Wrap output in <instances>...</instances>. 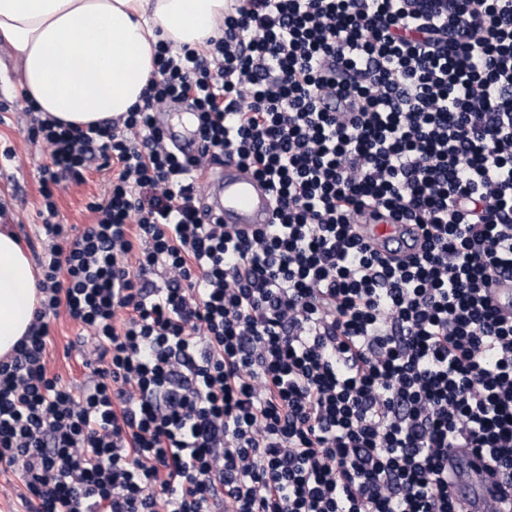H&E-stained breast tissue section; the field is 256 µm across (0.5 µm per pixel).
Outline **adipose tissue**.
I'll return each instance as SVG.
<instances>
[{
    "label": "adipose tissue",
    "instance_id": "1",
    "mask_svg": "<svg viewBox=\"0 0 512 512\" xmlns=\"http://www.w3.org/2000/svg\"><path fill=\"white\" fill-rule=\"evenodd\" d=\"M223 14L224 0H0V44L42 112L83 126L141 101L159 40L202 45ZM38 302L26 252L0 229V359L27 335Z\"/></svg>",
    "mask_w": 512,
    "mask_h": 512
}]
</instances>
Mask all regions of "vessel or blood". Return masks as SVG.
<instances>
[{"label": "vessel or blood", "mask_w": 512, "mask_h": 512, "mask_svg": "<svg viewBox=\"0 0 512 512\" xmlns=\"http://www.w3.org/2000/svg\"><path fill=\"white\" fill-rule=\"evenodd\" d=\"M165 137L185 153L196 152L200 134L195 119L181 124L163 123ZM210 209L223 218L225 224L235 230L249 233L260 225L270 223L273 217L271 196L266 186L248 169L233 162H225L218 179L213 181ZM362 238L372 246L412 241L411 227L393 223L384 216L361 228ZM448 472L468 488L462 499L464 512H485L495 494L477 472L466 449H454L448 456Z\"/></svg>", "instance_id": "1"}]
</instances>
